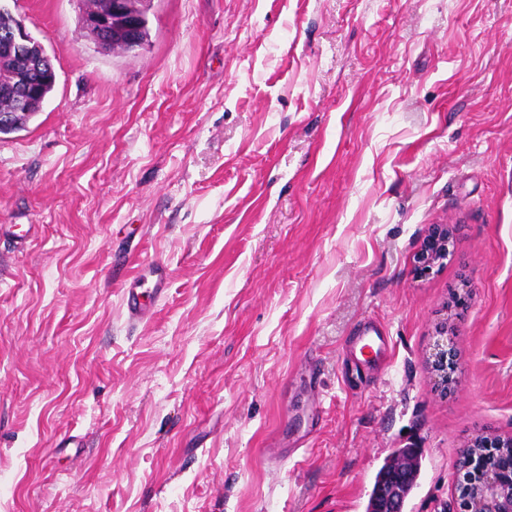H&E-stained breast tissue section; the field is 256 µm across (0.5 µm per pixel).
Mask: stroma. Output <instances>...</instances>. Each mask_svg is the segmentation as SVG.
Wrapping results in <instances>:
<instances>
[{
    "label": "stroma",
    "instance_id": "obj_1",
    "mask_svg": "<svg viewBox=\"0 0 512 512\" xmlns=\"http://www.w3.org/2000/svg\"><path fill=\"white\" fill-rule=\"evenodd\" d=\"M9 8L57 81L0 134V512H365L399 448L457 503L512 433V0H153L122 56ZM454 232L449 224L430 225L421 248L414 259V270L419 275H425L443 260L448 259V252L455 248ZM451 248V249H450ZM133 269H135V275L132 281L135 287L128 288L126 306L132 318L141 319L149 312L140 302V296L144 292H138L137 289L147 288L149 291L145 292H149L154 298H160L168 290L170 276L162 263L153 260L139 262ZM437 335L441 338L436 341L434 352L432 354L431 367L436 375V385L441 393L447 394L448 388L452 384V379L448 378V365H452L457 355L453 346L448 348V325L441 323L437 328ZM444 336H446L444 338Z\"/></svg>",
    "mask_w": 512,
    "mask_h": 512
}]
</instances>
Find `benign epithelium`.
<instances>
[{
    "label": "benign epithelium",
    "instance_id": "benign-epithelium-1",
    "mask_svg": "<svg viewBox=\"0 0 512 512\" xmlns=\"http://www.w3.org/2000/svg\"><path fill=\"white\" fill-rule=\"evenodd\" d=\"M145 0H98L94 10L84 14L85 31L96 40V49L107 53L124 44L129 51L141 49L148 40ZM50 56L39 47L26 28L14 29L0 42V67L14 66L13 79L0 86V97L9 99L14 108H27L34 93L40 71L51 65ZM454 232L448 224H432L414 259V270L425 275L436 264L448 259L454 248ZM440 339L436 341L431 367L436 375V385L441 393H448L452 380L448 378V366L453 364L456 349L448 346V323L437 328ZM512 434L508 436L478 435L463 448L459 458V470L463 473L460 487V509L463 512H512V480H505L486 465L495 457L494 448H511ZM416 456L405 455L393 463L388 477L390 492L376 512H402L408 486L405 479L415 469Z\"/></svg>",
    "mask_w": 512,
    "mask_h": 512
}]
</instances>
